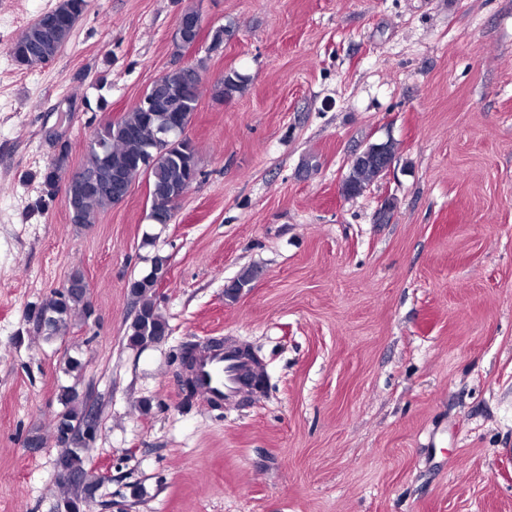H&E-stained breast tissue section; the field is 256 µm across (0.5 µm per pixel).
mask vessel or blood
I'll return each instance as SVG.
<instances>
[{
	"mask_svg": "<svg viewBox=\"0 0 512 512\" xmlns=\"http://www.w3.org/2000/svg\"><path fill=\"white\" fill-rule=\"evenodd\" d=\"M259 367L236 349L210 347L195 354L197 394L206 404L219 408L225 399L251 391Z\"/></svg>",
	"mask_w": 512,
	"mask_h": 512,
	"instance_id": "vessel-or-blood-1",
	"label": "vessel or blood"
}]
</instances>
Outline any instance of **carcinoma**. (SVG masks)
<instances>
[{"mask_svg":"<svg viewBox=\"0 0 512 512\" xmlns=\"http://www.w3.org/2000/svg\"><path fill=\"white\" fill-rule=\"evenodd\" d=\"M89 0H59L58 5L43 14L39 22H32L7 47V53L16 67L27 70L52 61L68 43L73 21L83 16ZM243 78L233 72L224 75L217 87V96L233 97L242 88ZM201 95L196 69L171 72L161 82L152 84L144 93L145 102L124 113L118 120L107 122L93 134L84 160L79 167L85 178L80 188L79 209L69 216L72 224H94L98 214L114 205L112 198V172L133 174L144 159L150 168V218L162 224L172 218L177 206V196L187 193L196 181L198 155L190 138L179 142L177 154L154 151L153 142L160 136L159 123L152 114L173 111L180 114V123L188 127ZM65 156H60L41 174L42 186L48 197L56 194L59 172ZM379 178L378 167L365 160L350 164L341 190L346 197L359 195ZM70 287L55 290L29 312V319L39 320L43 315L53 316L59 331L68 329L77 314L88 317L83 275L74 271L68 278ZM154 274L150 273L131 282L130 291L139 303L138 309L127 326L126 338L131 347L154 344L161 336L168 335V323L156 305ZM64 410L59 413L60 426L53 430L57 444L63 448L58 462L81 476L80 492L63 498V508L58 512H86L93 501L98 479L85 466L84 449L71 448L66 443L63 427L74 428L88 417L79 395L72 387L62 389Z\"/></svg>","mask_w":512,"mask_h":512,"instance_id":"carcinoma-1","label":"carcinoma"}]
</instances>
